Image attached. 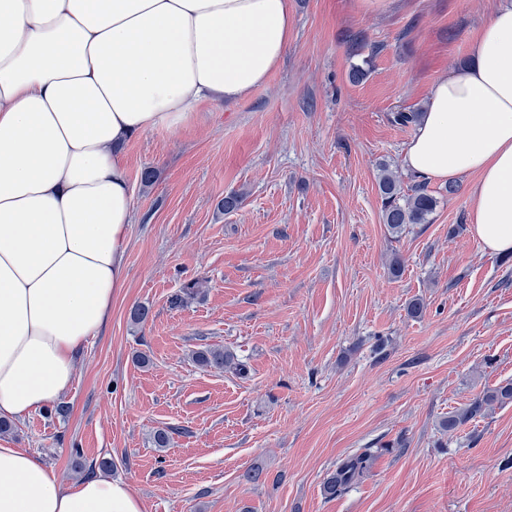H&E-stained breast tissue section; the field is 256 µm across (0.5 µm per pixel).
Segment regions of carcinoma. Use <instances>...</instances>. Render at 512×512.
Masks as SVG:
<instances>
[{
	"label": "carcinoma",
	"mask_w": 512,
	"mask_h": 512,
	"mask_svg": "<svg viewBox=\"0 0 512 512\" xmlns=\"http://www.w3.org/2000/svg\"><path fill=\"white\" fill-rule=\"evenodd\" d=\"M378 191L382 201L384 224L393 234H399L409 224H426L437 206V198L421 184L402 187L400 178L388 166L383 165L378 175ZM197 364L217 370L229 369L239 376L247 374L244 363L222 348H208L195 353ZM512 401V383L486 391L482 397L467 407L458 409L441 421V427L450 432L476 418L496 404ZM372 454L369 451L350 455L336 464V469L323 482V493L329 498L344 494L370 470Z\"/></svg>",
	"instance_id": "carcinoma-1"
}]
</instances>
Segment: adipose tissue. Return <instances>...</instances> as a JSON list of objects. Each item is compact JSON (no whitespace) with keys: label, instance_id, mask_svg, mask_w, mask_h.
I'll list each match as a JSON object with an SVG mask.
<instances>
[{"label":"adipose tissue","instance_id":"1","mask_svg":"<svg viewBox=\"0 0 512 512\" xmlns=\"http://www.w3.org/2000/svg\"><path fill=\"white\" fill-rule=\"evenodd\" d=\"M289 0H0V416L73 385L124 280L132 195L123 147L237 101L280 65ZM432 89L404 156L435 180L474 176L473 235L512 252V6ZM0 512H143L122 481L62 486L0 445Z\"/></svg>","mask_w":512,"mask_h":512}]
</instances>
